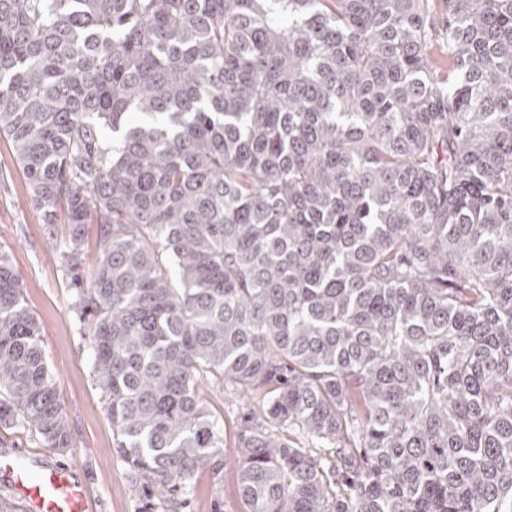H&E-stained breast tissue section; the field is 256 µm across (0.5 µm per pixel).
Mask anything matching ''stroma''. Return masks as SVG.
I'll return each instance as SVG.
<instances>
[{
  "instance_id": "1",
  "label": "stroma",
  "mask_w": 512,
  "mask_h": 512,
  "mask_svg": "<svg viewBox=\"0 0 512 512\" xmlns=\"http://www.w3.org/2000/svg\"><path fill=\"white\" fill-rule=\"evenodd\" d=\"M64 232V225L43 224L12 145L0 136V253L18 273L27 306L40 323L47 364L67 414L71 445L58 459L86 477L93 512H145L112 447V426L91 380V351L72 306L73 285L61 254ZM224 454L227 467L220 474L207 468L199 473L185 512H214L219 504L224 512H241L234 442H227Z\"/></svg>"
}]
</instances>
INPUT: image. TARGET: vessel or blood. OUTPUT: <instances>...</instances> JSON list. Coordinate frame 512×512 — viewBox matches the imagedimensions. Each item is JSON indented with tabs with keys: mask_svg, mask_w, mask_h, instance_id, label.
<instances>
[{
	"mask_svg": "<svg viewBox=\"0 0 512 512\" xmlns=\"http://www.w3.org/2000/svg\"><path fill=\"white\" fill-rule=\"evenodd\" d=\"M0 484L23 512H90L80 478L67 467L17 448H0Z\"/></svg>",
	"mask_w": 512,
	"mask_h": 512,
	"instance_id": "vessel-or-blood-1",
	"label": "vessel or blood"
}]
</instances>
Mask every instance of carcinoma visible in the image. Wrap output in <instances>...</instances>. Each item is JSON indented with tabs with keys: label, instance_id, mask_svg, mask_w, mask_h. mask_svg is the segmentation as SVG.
Returning <instances> with one entry per match:
<instances>
[{
	"label": "carcinoma",
	"instance_id": "1",
	"mask_svg": "<svg viewBox=\"0 0 512 512\" xmlns=\"http://www.w3.org/2000/svg\"><path fill=\"white\" fill-rule=\"evenodd\" d=\"M0 135L147 512L203 386L243 512H512V0H0ZM2 429L70 445L0 254Z\"/></svg>",
	"mask_w": 512,
	"mask_h": 512
}]
</instances>
